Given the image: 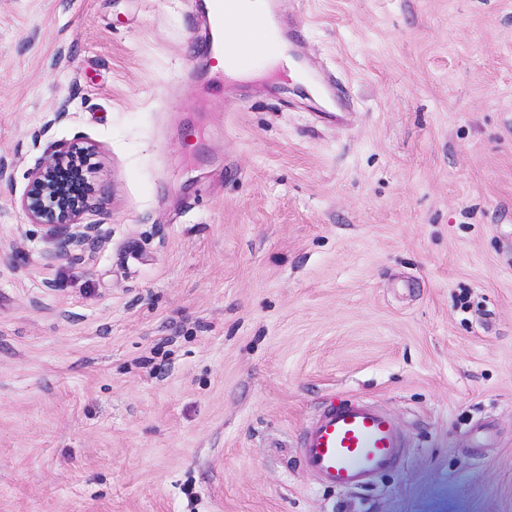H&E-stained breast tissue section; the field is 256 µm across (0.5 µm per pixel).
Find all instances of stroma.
<instances>
[{
	"instance_id": "stroma-1",
	"label": "stroma",
	"mask_w": 512,
	"mask_h": 512,
	"mask_svg": "<svg viewBox=\"0 0 512 512\" xmlns=\"http://www.w3.org/2000/svg\"><path fill=\"white\" fill-rule=\"evenodd\" d=\"M192 0H0V512H512V0H277L280 68L211 80ZM94 145L106 241L17 201ZM399 466L317 483L330 400ZM77 150L88 154L94 148L90 144L83 149L67 147L53 151L29 173L30 189L17 202L28 223L39 225L61 255H68L92 240L95 224H86V213L89 201L101 191V185L92 180L83 195L74 198L58 178ZM405 444L392 419L373 405L330 404L303 435L302 467L326 485L364 488L396 465Z\"/></svg>"
}]
</instances>
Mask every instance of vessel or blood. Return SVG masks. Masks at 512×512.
I'll list each match as a JSON object with an SVG mask.
<instances>
[{
    "label": "vessel or blood",
    "mask_w": 512,
    "mask_h": 512,
    "mask_svg": "<svg viewBox=\"0 0 512 512\" xmlns=\"http://www.w3.org/2000/svg\"><path fill=\"white\" fill-rule=\"evenodd\" d=\"M237 0H213L202 20L207 34L205 54L223 57L226 66L244 69L257 57L223 42L224 16ZM252 27L262 34L265 51L277 48L279 40L294 41L290 25L275 15L253 18ZM406 444L391 418L371 404L353 400L325 407L306 429L300 453L302 466L320 482L339 488H364L397 463Z\"/></svg>",
    "instance_id": "b4317fda"
}]
</instances>
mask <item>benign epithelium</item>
<instances>
[{
    "mask_svg": "<svg viewBox=\"0 0 512 512\" xmlns=\"http://www.w3.org/2000/svg\"><path fill=\"white\" fill-rule=\"evenodd\" d=\"M74 153L75 149L68 147L53 151L29 173L30 189L18 200L28 223L39 225L61 255L92 240L95 225L86 223V213L89 201L101 191V185L93 180L83 195L75 198L58 178Z\"/></svg>",
    "mask_w": 512,
    "mask_h": 512,
    "instance_id": "1",
    "label": "benign epithelium"
}]
</instances>
